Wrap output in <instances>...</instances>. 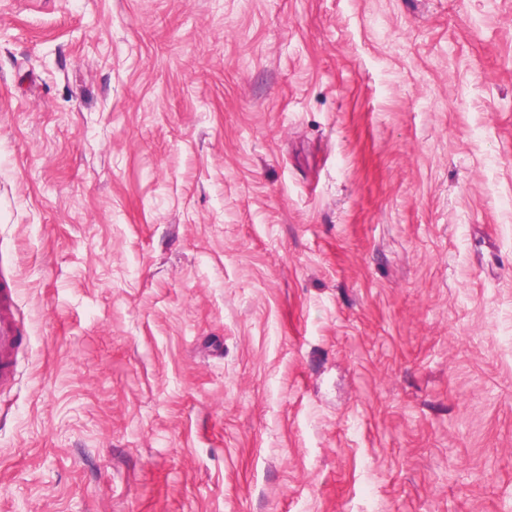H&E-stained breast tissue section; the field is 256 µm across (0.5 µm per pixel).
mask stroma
I'll use <instances>...</instances> for the list:
<instances>
[{
  "instance_id": "obj_1",
  "label": "stroma",
  "mask_w": 512,
  "mask_h": 512,
  "mask_svg": "<svg viewBox=\"0 0 512 512\" xmlns=\"http://www.w3.org/2000/svg\"><path fill=\"white\" fill-rule=\"evenodd\" d=\"M0 512H512V0H0ZM16 322L12 289L4 287L0 290V386L14 377V356L22 343Z\"/></svg>"
}]
</instances>
